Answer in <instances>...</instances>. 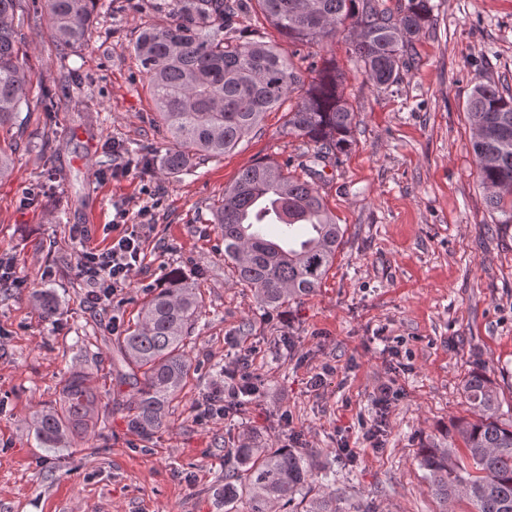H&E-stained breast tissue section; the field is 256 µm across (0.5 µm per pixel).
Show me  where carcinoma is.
Here are the masks:
<instances>
[{
    "instance_id": "carcinoma-1",
    "label": "carcinoma",
    "mask_w": 512,
    "mask_h": 512,
    "mask_svg": "<svg viewBox=\"0 0 512 512\" xmlns=\"http://www.w3.org/2000/svg\"><path fill=\"white\" fill-rule=\"evenodd\" d=\"M21 0H0V127L13 125L28 101L32 74L20 57L25 37L15 25ZM257 4L264 19L293 45H311L348 29L354 53L374 87L387 90L412 58L414 41L431 22L430 0H408L392 14L378 0H172L174 23L143 28L132 52L139 62L171 146L159 163L170 174L235 150L261 124L264 115L294 97L285 128L313 144L298 164L306 178L280 165L259 161L244 169L224 189L212 208V223L224 238V261L238 282L256 292L267 309L315 292L336 258L344 231L336 224L316 188L323 178L314 165L339 161L354 145L356 113L343 99V71L332 60L308 67L311 79L283 51L258 32L247 35L240 20ZM100 0H43L56 45L77 51L87 43ZM468 115L473 126L472 153L488 207L498 223L512 224V91L489 82L475 84ZM269 196L276 214L257 220L278 224L288 217V246L256 240L244 224L256 200ZM44 318L54 319L55 299L32 292ZM195 282L181 271L168 272L161 287L142 306L138 321L118 339V352L130 372L134 402L132 427L150 438L165 425L166 409L182 390L193 365L185 352L201 317ZM464 395L476 419L454 425L467 461L454 448L430 444L418 453L428 487L441 503L465 498L471 512H512V427L499 422L500 394L479 373L464 382ZM101 396L89 377L73 372L63 389L60 408L36 416L37 438L46 448L60 447L70 427L99 416ZM234 463L216 496L224 512H370L362 505H342L331 494H312L310 455L293 448L234 449Z\"/></svg>"
}]
</instances>
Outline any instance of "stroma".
<instances>
[{
    "mask_svg": "<svg viewBox=\"0 0 512 512\" xmlns=\"http://www.w3.org/2000/svg\"><path fill=\"white\" fill-rule=\"evenodd\" d=\"M432 3L416 62L392 90L372 86L344 34L318 46L345 71L343 94L357 114L351 151L318 183L345 235L315 293L269 310L236 283L209 218L244 168L307 151L286 133L285 109L189 173L129 163L127 149L154 156L165 142L131 52L141 28L164 13L112 0L88 49L63 53L23 0L15 21L33 86L16 125L0 128L14 159L0 180V252L14 257L24 282L0 289V512H218L214 490L246 442L312 453L316 489L347 503L438 512L417 452L451 442L455 422L469 417L462 384L473 370L495 382L500 420L512 424V226L497 224L487 206L466 110L477 82L512 88V0ZM70 74L75 84L56 111H44L43 90ZM76 224L95 244L111 224L147 227L140 271L99 304L76 274ZM174 268L195 279L203 301L186 340L196 370L164 428L145 440L127 423L132 392L119 385L126 366L116 342ZM36 288L54 290V320L30 300ZM392 349L407 371L390 370ZM241 355L260 378L259 398L224 420H201L198 404ZM325 364L331 373L312 389ZM76 371L98 387L99 417L73 429L66 447H41L33 417L58 405ZM387 381L398 396L381 417L373 393ZM379 419L376 449L365 434ZM343 441L352 455L338 453Z\"/></svg>",
    "mask_w": 512,
    "mask_h": 512,
    "instance_id": "35a3bbf8",
    "label": "stroma"
}]
</instances>
